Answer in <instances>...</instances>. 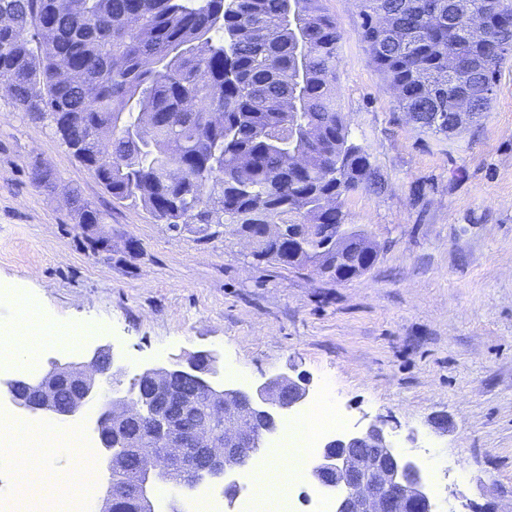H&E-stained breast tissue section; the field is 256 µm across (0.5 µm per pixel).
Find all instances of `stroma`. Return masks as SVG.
<instances>
[{
	"instance_id": "stroma-1",
	"label": "stroma",
	"mask_w": 512,
	"mask_h": 512,
	"mask_svg": "<svg viewBox=\"0 0 512 512\" xmlns=\"http://www.w3.org/2000/svg\"><path fill=\"white\" fill-rule=\"evenodd\" d=\"M323 7L342 33L336 96L351 138L387 183L344 204L377 245L365 274L339 283L259 261L238 237L174 232L116 203L0 88V326L32 299L61 332L99 327L82 350L111 345L133 375L215 350L227 383L290 367L330 380L346 429L385 417L396 453L429 449L436 512H512V58L480 122L435 135L372 63L356 0ZM36 166L55 190L32 185ZM71 189L106 222L79 226Z\"/></svg>"
}]
</instances>
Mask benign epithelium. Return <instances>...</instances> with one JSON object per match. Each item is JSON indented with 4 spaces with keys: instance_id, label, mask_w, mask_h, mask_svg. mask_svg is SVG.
<instances>
[{
    "instance_id": "obj_1",
    "label": "benign epithelium",
    "mask_w": 512,
    "mask_h": 512,
    "mask_svg": "<svg viewBox=\"0 0 512 512\" xmlns=\"http://www.w3.org/2000/svg\"><path fill=\"white\" fill-rule=\"evenodd\" d=\"M220 355L199 351L185 360L146 364L133 381L136 393L117 389L127 368L116 362L111 346L99 345L81 362H50L36 380L19 376L6 382L14 404L52 417L74 415L85 405L100 402L96 420L102 447L131 461L133 479L124 496L137 512H154L151 491L157 484L185 489L205 479H218L245 465L273 433L281 419L298 411L308 394V380L276 373L248 389L216 383ZM71 387L70 404L57 401L60 384ZM207 405L203 426L189 435L183 419L199 398ZM165 400L159 408L158 400ZM262 416L266 424L253 428L241 418ZM132 422L151 427L152 444L112 436ZM318 484L341 490L336 512H432L431 498L421 470L395 453L386 421L367 426L325 444L309 472Z\"/></svg>"
}]
</instances>
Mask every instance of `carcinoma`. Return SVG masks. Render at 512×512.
I'll return each mask as SVG.
<instances>
[{
    "mask_svg": "<svg viewBox=\"0 0 512 512\" xmlns=\"http://www.w3.org/2000/svg\"><path fill=\"white\" fill-rule=\"evenodd\" d=\"M362 38L399 107L446 136L491 108L512 54V0H357ZM489 11L483 32L469 15ZM0 79L32 120L57 132L118 203L179 231L189 224L258 237L253 257L332 280L359 276L368 233L301 238L345 224L344 198L381 193L370 154L336 100L341 33L322 0H0ZM305 47L296 78L298 44ZM83 79L63 84L62 64ZM80 224L105 214L79 193ZM280 224L275 238L262 226Z\"/></svg>",
    "mask_w": 512,
    "mask_h": 512,
    "instance_id": "carcinoma-1",
    "label": "carcinoma"
}]
</instances>
